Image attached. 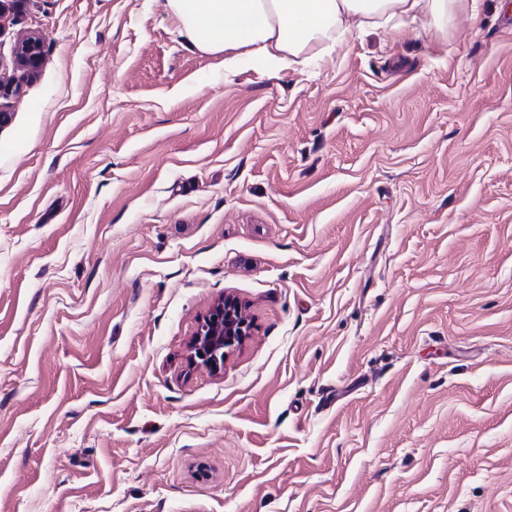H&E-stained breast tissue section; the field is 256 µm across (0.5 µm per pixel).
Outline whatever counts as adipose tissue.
<instances>
[{
	"instance_id": "ef3b65f1",
	"label": "adipose tissue",
	"mask_w": 512,
	"mask_h": 512,
	"mask_svg": "<svg viewBox=\"0 0 512 512\" xmlns=\"http://www.w3.org/2000/svg\"><path fill=\"white\" fill-rule=\"evenodd\" d=\"M462 0H168L182 32L199 50L224 56L225 73L277 72L308 48L318 57L342 47L352 30L398 31L403 18L424 16L444 30Z\"/></svg>"
}]
</instances>
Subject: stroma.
I'll return each instance as SVG.
<instances>
[{
  "label": "stroma",
  "mask_w": 512,
  "mask_h": 512,
  "mask_svg": "<svg viewBox=\"0 0 512 512\" xmlns=\"http://www.w3.org/2000/svg\"><path fill=\"white\" fill-rule=\"evenodd\" d=\"M0 80V512H512V0L236 75L18 0ZM243 313L241 306L233 300L225 299L218 303L211 314L199 325L191 348L194 360H199L213 371L224 365V348L241 340L248 324L235 315V310Z\"/></svg>",
  "instance_id": "obj_1"
}]
</instances>
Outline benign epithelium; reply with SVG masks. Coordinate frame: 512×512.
Wrapping results in <instances>:
<instances>
[{
    "instance_id": "obj_1",
    "label": "benign epithelium",
    "mask_w": 512,
    "mask_h": 512,
    "mask_svg": "<svg viewBox=\"0 0 512 512\" xmlns=\"http://www.w3.org/2000/svg\"><path fill=\"white\" fill-rule=\"evenodd\" d=\"M40 44L33 40L20 43L17 61L20 65L34 68L40 59ZM242 312L241 306L226 299L217 304L211 314L199 325L191 348L194 359L213 371L224 365V349L242 339L246 323L236 316Z\"/></svg>"
}]
</instances>
